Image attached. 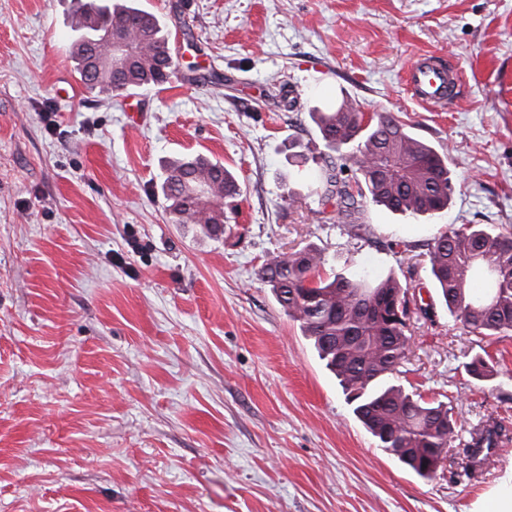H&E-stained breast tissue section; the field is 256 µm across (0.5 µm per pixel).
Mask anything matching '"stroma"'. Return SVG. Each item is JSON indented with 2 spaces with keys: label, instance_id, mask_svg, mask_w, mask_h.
Returning <instances> with one entry per match:
<instances>
[{
  "label": "stroma",
  "instance_id": "1",
  "mask_svg": "<svg viewBox=\"0 0 512 512\" xmlns=\"http://www.w3.org/2000/svg\"><path fill=\"white\" fill-rule=\"evenodd\" d=\"M178 72L86 90L77 0H0V512H471L512 469L454 462L472 426L512 423V336L468 333L429 272L450 227L512 230V0H138ZM434 57L463 86L415 101ZM389 112L447 156V209L322 206L309 113ZM203 154L240 197L221 238L175 224L164 167ZM307 247L322 275H393L428 307L394 381L447 402L451 459L429 479L378 448L258 272ZM489 352L500 374L464 369ZM462 79L458 71L450 70L427 57L407 72L406 84L414 100L429 107H439L453 98Z\"/></svg>",
  "mask_w": 512,
  "mask_h": 512
}]
</instances>
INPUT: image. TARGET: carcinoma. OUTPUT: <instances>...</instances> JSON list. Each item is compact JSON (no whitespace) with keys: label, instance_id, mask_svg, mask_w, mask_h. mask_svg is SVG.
<instances>
[{"label":"carcinoma","instance_id":"1","mask_svg":"<svg viewBox=\"0 0 512 512\" xmlns=\"http://www.w3.org/2000/svg\"><path fill=\"white\" fill-rule=\"evenodd\" d=\"M109 27L135 40L136 53L119 74L110 50L101 44ZM70 28L76 71L90 92L116 96L158 87L177 72L159 20L129 0H87L75 11ZM311 118L328 149L315 181L321 201L336 203L340 222L357 223L370 202L412 217L448 206L453 192L448 157L409 134L390 113L367 118L345 99L336 110L313 112ZM350 168L354 175L348 178ZM165 172L162 190L172 222L199 224L215 238L224 234V200L240 195L237 180L224 164L202 154L186 155L170 161ZM427 257L449 313L469 332L498 337L512 332L511 231L494 233L479 224H462L435 237ZM321 265V254L307 248L272 258L259 277L312 341L377 446L417 475L432 477L442 467L454 435L450 409L387 384L408 348V287L392 276L367 273L324 278ZM479 281L486 288L477 294L471 285ZM465 368L479 381L498 374L488 354L472 357ZM507 432L498 420L473 427L463 450V472L470 477L482 473L487 459L480 449L499 447Z\"/></svg>","mask_w":512,"mask_h":512}]
</instances>
